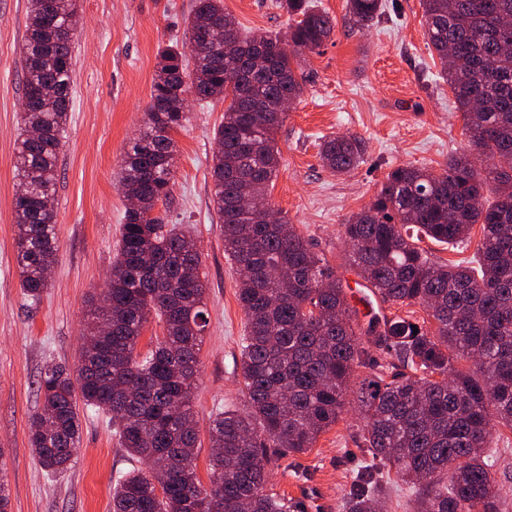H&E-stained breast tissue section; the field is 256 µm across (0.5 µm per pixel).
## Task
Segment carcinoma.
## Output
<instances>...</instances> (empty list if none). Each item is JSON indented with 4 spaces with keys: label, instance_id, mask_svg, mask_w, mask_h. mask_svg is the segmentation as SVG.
<instances>
[{
    "label": "carcinoma",
    "instance_id": "1",
    "mask_svg": "<svg viewBox=\"0 0 512 512\" xmlns=\"http://www.w3.org/2000/svg\"><path fill=\"white\" fill-rule=\"evenodd\" d=\"M429 44L444 64L470 150L448 158L441 174L398 166L375 198L343 225L348 266L383 302L418 304L435 331L409 316L350 306L342 280L286 216L268 188L280 164L275 133L280 102L302 92L297 71L335 24L309 0H280L295 17L285 37L241 34L223 0H196L187 21L193 67L177 48L161 51L147 121L124 157L119 183L139 207L124 215L109 286L89 298L76 372L45 366L37 382L40 412L29 444L43 469L61 473L77 453L87 410L110 416L127 452L147 465L116 480L112 512H304L266 489L269 452L300 454L334 426L358 367L374 370L360 385L365 425L359 447L373 464L345 494L344 512H376L374 485H409L416 512H503L494 455L495 425L512 427V0H422ZM356 28L372 25L382 0H347ZM224 26V46L208 40ZM77 0H29L24 104L16 169L24 195L15 201L20 285L38 304L57 260L54 204L61 141L70 105ZM268 61L262 72L255 56ZM229 101L215 131L213 203L224 251L246 268L238 288L246 314L240 369L248 407L210 423V485L196 473L197 420L192 398L208 324L206 285L195 243L165 217L183 95ZM365 154L356 134L322 139L323 165L338 175ZM482 226L478 268L432 261L420 243L465 247ZM163 336L137 352L150 319ZM418 333H413V328ZM379 353L396 372L376 371ZM470 361L471 373L454 362Z\"/></svg>",
    "mask_w": 512,
    "mask_h": 512
}]
</instances>
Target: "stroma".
<instances>
[{"label": "stroma", "instance_id": "stroma-1", "mask_svg": "<svg viewBox=\"0 0 512 512\" xmlns=\"http://www.w3.org/2000/svg\"><path fill=\"white\" fill-rule=\"evenodd\" d=\"M335 19L332 38L306 56L303 90L275 134L280 165L269 201L323 254L360 312L410 315L435 328L422 306L362 302L364 281L346 262L343 226L402 165L441 172L449 155L468 151V136L443 65L428 44L420 0H384L372 27L351 28L346 0H314ZM195 0H78L79 27L67 137L56 187L58 262L39 304L26 301L15 249L13 204L19 178L15 148L24 96L23 41L28 0H0V475L11 512H112V488L136 468L104 414L82 413L80 450L66 471L45 472L29 441L39 410L37 381L51 361L74 365L90 307L115 257L127 202L118 188L125 153L142 131L160 52L185 45ZM243 33H285L293 19L278 0H224ZM226 102L191 100L176 144L168 223L183 227L200 253L208 326L193 406L199 427L196 472L210 481V420L247 405L239 366L246 316L239 274L224 253L213 209L210 165ZM363 138L362 162L348 174L323 168V137ZM363 425L349 389L336 425L313 448L279 454L267 466L266 489L301 502L305 512H343L351 475L369 461L355 443Z\"/></svg>", "mask_w": 512, "mask_h": 512}]
</instances>
